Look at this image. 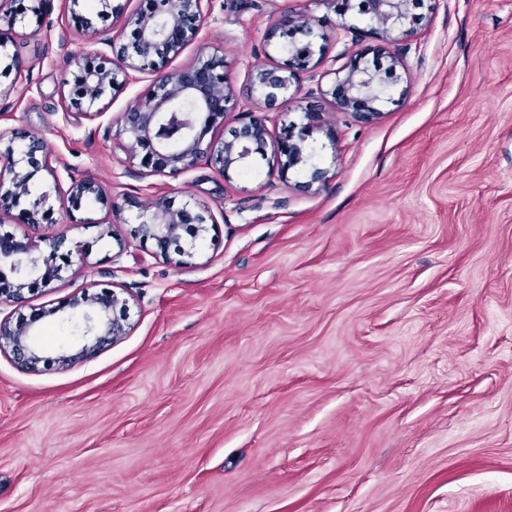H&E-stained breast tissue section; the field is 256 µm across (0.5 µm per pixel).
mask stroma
I'll return each mask as SVG.
<instances>
[{
  "label": "stroma",
  "instance_id": "stroma-1",
  "mask_svg": "<svg viewBox=\"0 0 512 512\" xmlns=\"http://www.w3.org/2000/svg\"><path fill=\"white\" fill-rule=\"evenodd\" d=\"M336 0H205L197 43L170 59L223 55L236 87L268 26L307 12L333 68L356 46ZM49 32L8 28L25 60L0 129L44 138L38 174L67 232L62 279L0 314L40 315L38 371L0 351V512H512V0H423L399 69L406 93L371 124L326 111L308 142L327 170L274 158L224 179L207 162L127 172L112 117L65 112L62 81L88 51L68 0H44ZM120 212L83 205L71 177ZM217 224L192 265L135 236L158 196ZM127 242L118 250L113 233ZM104 289L131 308L125 336L71 366L59 307ZM93 198L102 205H109L113 211L121 210L115 203H109L104 187L91 178L72 179L68 188V201L71 210L78 211L83 199Z\"/></svg>",
  "mask_w": 512,
  "mask_h": 512
}]
</instances>
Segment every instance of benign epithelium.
<instances>
[{
	"mask_svg": "<svg viewBox=\"0 0 512 512\" xmlns=\"http://www.w3.org/2000/svg\"><path fill=\"white\" fill-rule=\"evenodd\" d=\"M97 16L123 20L120 37L116 39L99 30L91 19L77 15L81 30L92 33L94 42L118 48L115 58H102L96 65L84 63L85 55L76 61L78 74L66 108L95 118L102 115L106 100L134 79V74L149 70L155 74L149 93L113 119L120 149L126 160L141 176H157L186 172L204 159L218 166L224 177L232 170L250 168L255 155H265L271 140L266 118L252 116L248 121L228 130L220 139L206 138L209 128L224 122L227 112L244 97L266 107L288 103L289 92L298 87V76L312 72L324 61V45L317 44L314 19L302 11H288L275 18L266 33V41H279L285 55L281 63L256 62L252 65L247 85L238 89L228 73L224 57L198 55L190 65L166 69L168 59L179 55L196 42L203 16V0H176L164 8L159 0H151V11L125 14L123 0H100ZM347 8L378 26L384 46L374 51L375 58L388 62V76L381 77L367 64L368 52L350 56L345 74L335 77L327 89L317 86L308 95L332 98L335 108L348 112L368 123L381 114V106L392 101L399 79L397 66L403 55L402 43L413 36L421 17L412 13L417 0H345ZM36 17L37 29L44 19L35 8H15L5 16L16 25L25 20L27 12ZM305 123H291L283 129L274 145L282 158L281 171L299 165L311 166L309 184L324 183L326 171L312 164V152L305 145L310 129L321 120L315 108L304 111ZM45 171L56 177L51 165L47 143L35 136L14 131H0V224L13 218L12 210L20 208L24 224L52 223L53 209L45 207L47 194H42L28 208L20 207L21 199L31 195V181ZM93 198L112 210L121 207L109 203L104 187L91 178L71 180L68 201L79 210L82 201ZM137 232L154 242L157 251L176 266H188L194 258L199 241L214 227L210 213L188 202L178 203L168 196L154 198L148 210L140 214ZM48 254L27 238L11 235L0 240V278L10 275L11 285H0V304L21 303L30 284L49 286L55 278L46 271L47 262L59 256L70 258L67 236L60 231L44 239ZM69 309L81 315L78 325L86 343L76 353L60 351L55 361L69 366L92 356L105 342L126 334L129 323V302L115 290L106 289L93 295L76 297ZM36 333V321L26 324L0 321V350L10 349L18 363L35 371L44 360L39 349L30 342Z\"/></svg>",
	"mask_w": 512,
	"mask_h": 512,
	"instance_id": "7a95c632",
	"label": "benign epithelium"
}]
</instances>
